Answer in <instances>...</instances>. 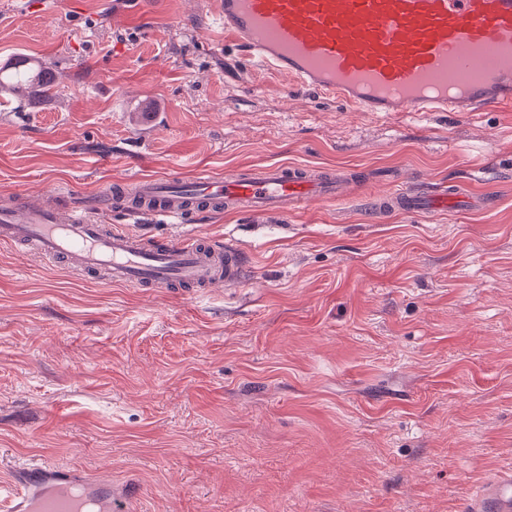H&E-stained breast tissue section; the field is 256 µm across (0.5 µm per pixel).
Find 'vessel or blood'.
<instances>
[{"label":"vessel or blood","instance_id":"vessel-or-blood-1","mask_svg":"<svg viewBox=\"0 0 512 512\" xmlns=\"http://www.w3.org/2000/svg\"><path fill=\"white\" fill-rule=\"evenodd\" d=\"M225 45L243 48L252 67L287 75L303 87L363 112H481L512 109V0H212ZM330 168L279 163L215 177L156 176L120 184L128 216L175 224L201 217L296 211L337 198ZM440 186H401L371 201L376 211L434 215L463 202ZM93 204L0 202V244L40 262L146 292L191 293L244 283L237 242L187 233L156 237L102 224ZM120 491L53 465L14 471L0 485L6 512H112ZM465 512H512V471L483 483Z\"/></svg>","mask_w":512,"mask_h":512}]
</instances>
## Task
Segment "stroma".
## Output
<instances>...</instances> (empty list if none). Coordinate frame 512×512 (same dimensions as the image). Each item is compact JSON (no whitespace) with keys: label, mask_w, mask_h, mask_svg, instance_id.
Masks as SVG:
<instances>
[{"label":"stroma","mask_w":512,"mask_h":512,"mask_svg":"<svg viewBox=\"0 0 512 512\" xmlns=\"http://www.w3.org/2000/svg\"><path fill=\"white\" fill-rule=\"evenodd\" d=\"M208 0H0V195L294 162L340 199L135 226L235 239L238 288L111 286L0 248V482L31 459L112 480L114 512H460L512 467V111L358 112L221 50ZM480 211L371 212L402 184ZM54 81L52 72L32 66L25 58H16L7 67H0V90L7 87L15 94L36 86L47 95L52 92Z\"/></svg>","instance_id":"stroma-1"}]
</instances>
